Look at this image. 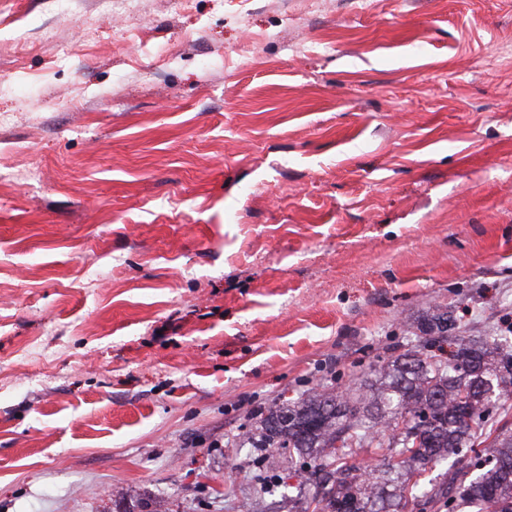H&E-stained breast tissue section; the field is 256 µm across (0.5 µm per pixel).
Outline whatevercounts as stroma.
<instances>
[{"instance_id": "35a3bbf8", "label": "stroma", "mask_w": 512, "mask_h": 512, "mask_svg": "<svg viewBox=\"0 0 512 512\" xmlns=\"http://www.w3.org/2000/svg\"><path fill=\"white\" fill-rule=\"evenodd\" d=\"M438 305L512 331V0H0V512H289L243 433Z\"/></svg>"}]
</instances>
